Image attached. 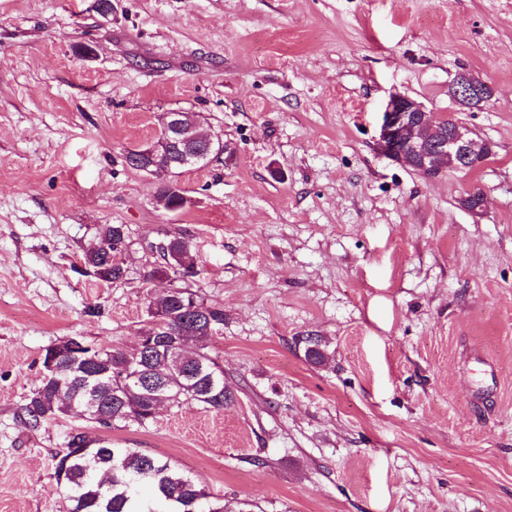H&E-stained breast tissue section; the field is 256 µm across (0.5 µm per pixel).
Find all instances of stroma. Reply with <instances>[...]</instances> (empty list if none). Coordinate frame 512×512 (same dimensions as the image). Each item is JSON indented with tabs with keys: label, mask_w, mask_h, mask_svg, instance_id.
Masks as SVG:
<instances>
[{
	"label": "stroma",
	"mask_w": 512,
	"mask_h": 512,
	"mask_svg": "<svg viewBox=\"0 0 512 512\" xmlns=\"http://www.w3.org/2000/svg\"><path fill=\"white\" fill-rule=\"evenodd\" d=\"M463 72L492 90L479 109L448 94ZM394 93L492 155L433 180L388 158ZM170 111L224 144L176 174L178 212L125 160ZM104 224L127 228L117 284L86 272ZM174 228L184 288L224 308L233 402L26 425L49 346L134 350ZM74 430L247 512H512V0H0V512H69ZM154 248L162 262L145 275L146 281L159 276L180 281L199 273L194 263L189 261L192 242L179 230L165 231Z\"/></svg>",
	"instance_id": "35a3bbf8"
}]
</instances>
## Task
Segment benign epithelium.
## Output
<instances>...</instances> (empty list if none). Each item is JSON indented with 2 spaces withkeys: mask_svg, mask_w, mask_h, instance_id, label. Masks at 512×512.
<instances>
[{
  "mask_svg": "<svg viewBox=\"0 0 512 512\" xmlns=\"http://www.w3.org/2000/svg\"><path fill=\"white\" fill-rule=\"evenodd\" d=\"M449 95L463 108L471 110L481 107L491 95L489 86L470 73L460 74L448 90ZM181 113L170 111L161 118L157 140L149 147L136 150L138 158L152 160L164 150L170 132L181 131ZM437 137L436 120L430 117L423 105L401 94L390 97L383 112L380 133L382 151L394 160L411 164L420 163L428 176L437 178L448 164H456V158L464 157L477 166L487 159L490 143L478 137L465 123L453 121L448 133V146L436 150L430 144ZM184 157L181 165L191 166L203 158L223 153L224 145L212 139L198 147V140L189 134L183 135Z\"/></svg>",
  "mask_w": 512,
  "mask_h": 512,
  "instance_id": "7a95c632",
  "label": "benign epithelium"
}]
</instances>
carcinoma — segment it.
<instances>
[{
  "label": "carcinoma",
  "mask_w": 512,
  "mask_h": 512,
  "mask_svg": "<svg viewBox=\"0 0 512 512\" xmlns=\"http://www.w3.org/2000/svg\"><path fill=\"white\" fill-rule=\"evenodd\" d=\"M182 189L173 181L158 185L157 197L169 207H181ZM127 248L123 224H105L85 265L96 279L117 283L126 277L118 256ZM191 240L178 230L166 231L155 245L160 265L146 279L182 280L198 270L189 261ZM152 320L139 336L153 343L154 354L134 355L121 348L80 343L67 349L56 363L52 378L41 377L23 407L25 422L35 427L79 409L89 422L103 429L154 419L153 408L195 404L219 412L233 400L224 386V371L209 352L208 343L224 327V307L206 303L183 288L149 303ZM95 355L100 376L86 377L80 367ZM141 368L151 383L137 390L124 373ZM63 472V486L73 503L72 512H231L223 501L207 492L191 473L168 460L138 448L115 447L93 441L82 431L68 435L64 453L55 456L54 472Z\"/></svg>",
  "instance_id": "1"
}]
</instances>
